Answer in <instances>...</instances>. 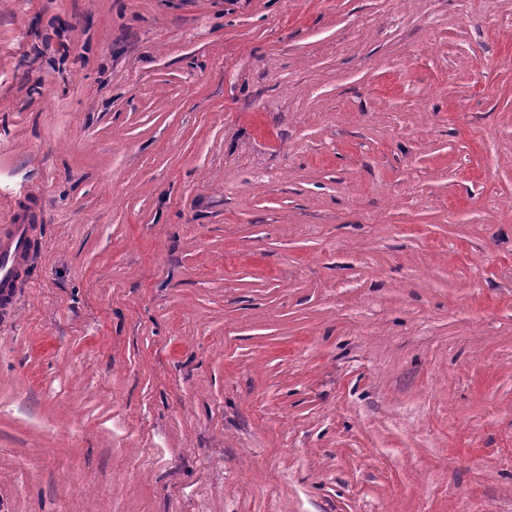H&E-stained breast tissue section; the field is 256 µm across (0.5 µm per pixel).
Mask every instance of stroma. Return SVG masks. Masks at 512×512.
<instances>
[{"mask_svg": "<svg viewBox=\"0 0 512 512\" xmlns=\"http://www.w3.org/2000/svg\"><path fill=\"white\" fill-rule=\"evenodd\" d=\"M0 512H512V0H0ZM35 234L30 224H2L0 227V302L8 309L13 302L23 258L33 251Z\"/></svg>", "mask_w": 512, "mask_h": 512, "instance_id": "35a3bbf8", "label": "stroma"}]
</instances>
